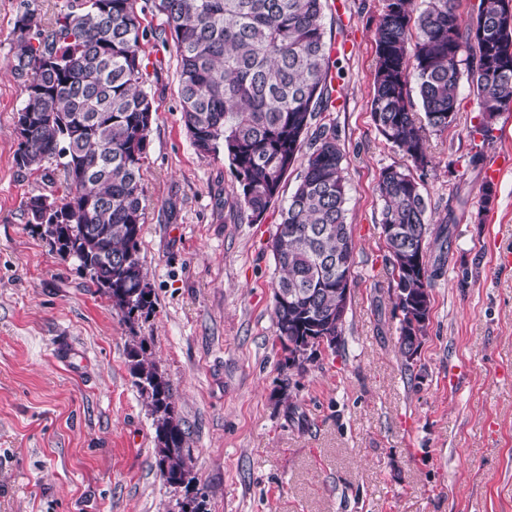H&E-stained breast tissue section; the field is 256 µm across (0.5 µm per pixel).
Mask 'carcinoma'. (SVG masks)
<instances>
[{
  "instance_id": "obj_1",
  "label": "carcinoma",
  "mask_w": 512,
  "mask_h": 512,
  "mask_svg": "<svg viewBox=\"0 0 512 512\" xmlns=\"http://www.w3.org/2000/svg\"><path fill=\"white\" fill-rule=\"evenodd\" d=\"M323 2L72 0L47 27L30 8L16 18L10 70L24 101L15 116V162L30 170L53 164L64 173L61 194L27 201L28 223L45 226L52 247L74 259L124 319L153 310L139 256L142 169L155 115L141 54L149 33L142 15L151 6L175 49L190 140L201 155L224 152L237 182L234 202L251 222L280 201L284 178L310 141L271 245L279 272L273 319L290 353L304 351L311 336L329 337L327 348L336 349L345 320L336 309L355 246L344 154L331 124L312 125L332 108ZM374 37L372 118L415 167L432 165L427 132L454 122L462 74L480 108L474 133L488 136L512 111V0H479L465 26L456 0H432L419 13L413 0H385ZM378 191L401 313L399 350L410 361L425 335L455 214L450 208L448 223H431L420 184L401 168H385ZM479 193L480 220L496 190L484 182ZM128 358L153 419L158 471L183 492L179 512H204L170 382L143 345H132Z\"/></svg>"
}]
</instances>
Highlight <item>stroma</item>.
<instances>
[{
	"instance_id": "1",
	"label": "stroma",
	"mask_w": 512,
	"mask_h": 512,
	"mask_svg": "<svg viewBox=\"0 0 512 512\" xmlns=\"http://www.w3.org/2000/svg\"><path fill=\"white\" fill-rule=\"evenodd\" d=\"M50 20L66 0H0V512H174L155 466L152 417L126 349L142 340L169 380L206 512H512V167L478 219L483 167L512 158V112L490 140L461 84L448 129L415 170L433 223L455 214L413 360L381 236V171L410 161L371 115L374 31L385 0H325L330 114L344 154L355 244L350 304L335 350L285 367L273 321L271 206L250 223L223 154L184 128L172 45L145 41L148 135L140 259L153 312L122 320L106 295L28 224L30 197L63 175L18 168L24 95L8 64L27 2Z\"/></svg>"
}]
</instances>
